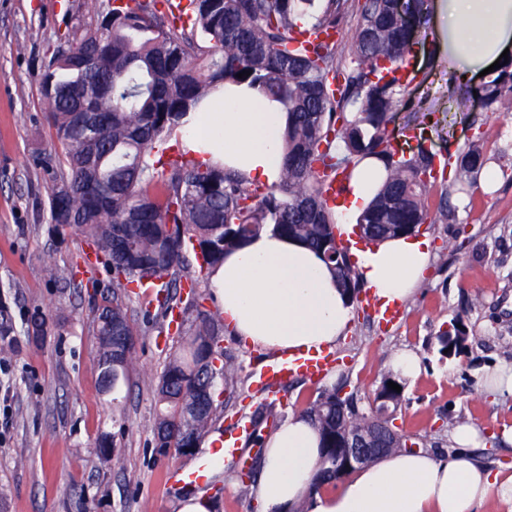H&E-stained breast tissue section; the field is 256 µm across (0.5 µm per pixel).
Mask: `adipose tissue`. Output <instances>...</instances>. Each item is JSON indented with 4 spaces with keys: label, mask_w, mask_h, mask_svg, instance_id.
<instances>
[{
    "label": "adipose tissue",
    "mask_w": 512,
    "mask_h": 512,
    "mask_svg": "<svg viewBox=\"0 0 512 512\" xmlns=\"http://www.w3.org/2000/svg\"><path fill=\"white\" fill-rule=\"evenodd\" d=\"M448 24L436 33L448 67L469 76L512 49V0H435ZM286 115L270 111L251 91L225 97L219 112L191 113L186 145L202 161L222 155L225 165L266 184L279 180ZM358 272L376 302H404L427 270L429 243L402 236L357 249ZM212 286L230 328L249 344L278 356L332 349L351 319L352 304L332 271L305 244L270 231L227 253ZM476 432L460 425L458 452L442 459L413 451L357 469L339 488L311 494L320 438L306 416L284 422L267 442L257 496L264 512H474L485 502L512 506V470L479 464L468 449Z\"/></svg>",
    "instance_id": "obj_1"
}]
</instances>
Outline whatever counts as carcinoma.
Instances as JSON below:
<instances>
[{
    "mask_svg": "<svg viewBox=\"0 0 512 512\" xmlns=\"http://www.w3.org/2000/svg\"><path fill=\"white\" fill-rule=\"evenodd\" d=\"M356 18L350 52L332 36ZM93 23H78L43 79L46 117L63 149L51 189L57 212L86 238L96 260L123 292L182 287L181 273L198 264L206 277L224 255L270 230L319 252L352 301L361 282L337 242L336 198L366 158L382 163V181L357 226L366 241L413 235L430 218L426 191L438 179L436 162L393 151L390 114L400 105L411 30L395 0H108ZM250 75L238 78L242 71ZM256 91L288 113L279 182H254L219 163L152 159L156 141L177 133L183 119L220 103L222 88ZM486 110L512 106V61L487 76ZM486 164L473 142L457 157L459 190ZM161 173L158 192L145 184ZM432 220L448 222V202ZM179 306L188 336L169 357L156 396L164 405L156 452L174 446L187 455L213 430L214 383L233 365L218 350L224 317L195 296ZM91 330L109 392L134 357V331L122 298L94 304ZM469 338L463 320L439 331L440 356H457ZM383 377L376 408L344 387L320 392L305 416L321 440L316 485L340 480L337 466L352 439L377 440L388 453L419 447L394 425L403 393Z\"/></svg>",
    "mask_w": 512,
    "mask_h": 512,
    "instance_id": "carcinoma-1",
    "label": "carcinoma"
}]
</instances>
